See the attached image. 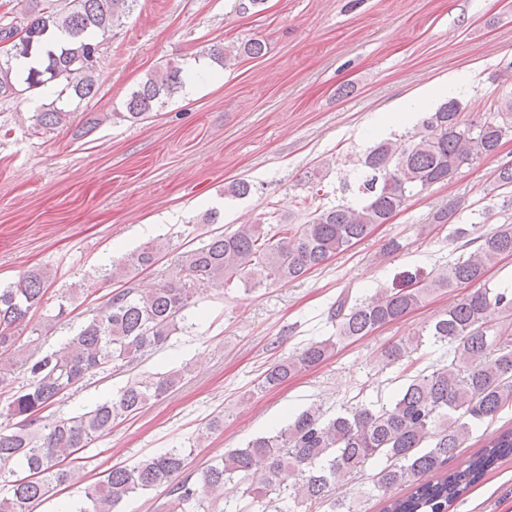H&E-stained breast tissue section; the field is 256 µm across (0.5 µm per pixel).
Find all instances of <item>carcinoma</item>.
<instances>
[{"label": "carcinoma", "mask_w": 512, "mask_h": 512, "mask_svg": "<svg viewBox=\"0 0 512 512\" xmlns=\"http://www.w3.org/2000/svg\"><path fill=\"white\" fill-rule=\"evenodd\" d=\"M135 0H41L31 10L25 41H12L17 27L0 22V97L20 95L51 83L56 99L30 117L33 132L52 130L67 122L69 107L96 94L99 43L120 22ZM69 40L48 51L47 65L22 73L16 61L46 40L49 30ZM183 87V65L172 60L149 74L125 101L118 116L140 120ZM512 137V91L496 111L467 116L451 98L427 113L413 127L376 141L358 159L360 175L354 199L307 214L301 224H243L230 235L213 238L202 248L181 256L175 271L158 288L141 292L128 286L133 270L153 266L162 245L147 244L99 273L118 288L70 341L38 357L16 346L29 327L31 310L45 294L49 275L30 271L0 286V385L25 367L26 384L0 409V418L20 419L21 427L0 430V512H35L54 487L70 481L74 469L63 466L61 453L73 455L112 424L164 399L183 373L168 371L134 377L112 399L77 416L62 418L34 431V416L59 396L97 374L132 367L171 337L193 328L190 310L200 291L229 286L234 280L288 283L324 264L363 239L377 224H385L413 197L448 183L464 166L495 155ZM512 188V164L495 170L489 193ZM454 203L437 210L434 224L453 226L452 236L475 245L429 280L396 291H381L362 299H336L329 308L336 322V340L313 341L302 351L271 365L262 387L274 388L295 374L326 359L337 343L367 336L393 323L437 290L481 284L486 269L512 255V224L486 233L481 221L459 222ZM86 289L68 288L60 296L52 320ZM448 345V363L419 375L388 405L361 403L333 416L312 404L284 427L250 439L224 453L194 480L182 476L188 454L184 448L127 467L105 471L75 512H118L134 495L155 486H170L167 512H224V485L235 481L249 512H267L270 495L284 503L285 512H309L315 503L327 512H353L344 499H329L328 489L343 483L372 459L382 462L371 493L383 500L382 512H448L499 461L512 457V428L485 442L466 460L448 468L456 450L473 430L512 406V288L481 287L463 296L428 324L417 337L392 344L382 361L394 364L425 342ZM406 485L405 496L393 494Z\"/></svg>", "instance_id": "carcinoma-1"}]
</instances>
